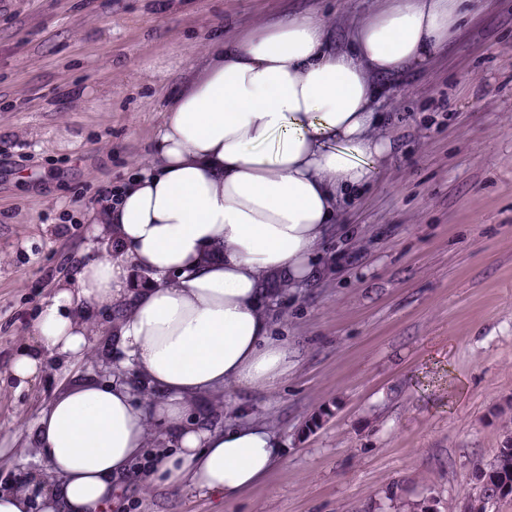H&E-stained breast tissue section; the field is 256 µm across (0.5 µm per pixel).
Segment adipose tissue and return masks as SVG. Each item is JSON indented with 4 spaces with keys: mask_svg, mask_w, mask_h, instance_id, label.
Returning a JSON list of instances; mask_svg holds the SVG:
<instances>
[{
    "mask_svg": "<svg viewBox=\"0 0 512 512\" xmlns=\"http://www.w3.org/2000/svg\"><path fill=\"white\" fill-rule=\"evenodd\" d=\"M476 0H381L348 41L291 13L215 43L168 99L155 160L94 216L101 245L76 284H59L18 356L20 383L44 355L88 348L92 307H112V333L132 381H83L37 420L35 455L57 475L0 489V512H110L149 423L176 448L145 475L227 500L263 481L282 454L265 424L240 422L246 394L273 387L289 350L273 330L281 284L318 276L317 251L344 194L367 185L392 152L373 104L386 84L429 60ZM154 392L138 401L134 385ZM240 392L218 429L195 403Z\"/></svg>",
    "mask_w": 512,
    "mask_h": 512,
    "instance_id": "obj_1",
    "label": "adipose tissue"
}]
</instances>
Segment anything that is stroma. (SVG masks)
<instances>
[{
    "instance_id": "35a3bbf8",
    "label": "stroma",
    "mask_w": 512,
    "mask_h": 512,
    "mask_svg": "<svg viewBox=\"0 0 512 512\" xmlns=\"http://www.w3.org/2000/svg\"><path fill=\"white\" fill-rule=\"evenodd\" d=\"M482 2L377 99L395 148L340 202L352 236L276 303L292 366L248 417L279 464L229 501L134 479L123 512H463L512 445V0ZM294 7L341 33L376 0H0V488L52 480L34 422L57 393L128 377L99 308L83 356L9 379L55 281L99 249L90 215L152 164L206 49Z\"/></svg>"
}]
</instances>
